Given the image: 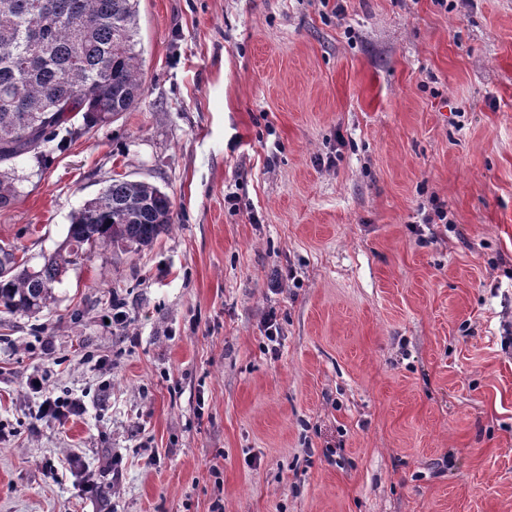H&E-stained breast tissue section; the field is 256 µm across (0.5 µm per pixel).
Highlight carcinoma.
Segmentation results:
<instances>
[{
    "label": "carcinoma",
    "mask_w": 512,
    "mask_h": 512,
    "mask_svg": "<svg viewBox=\"0 0 512 512\" xmlns=\"http://www.w3.org/2000/svg\"><path fill=\"white\" fill-rule=\"evenodd\" d=\"M138 0H0V209L14 204L18 158L54 151L138 103ZM174 223L159 187L114 178L72 216L69 249L31 269L0 247V310L38 313L84 245L152 246Z\"/></svg>",
    "instance_id": "obj_1"
}]
</instances>
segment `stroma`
Wrapping results in <instances>:
<instances>
[{
	"instance_id": "obj_1",
	"label": "stroma",
	"mask_w": 512,
	"mask_h": 512,
	"mask_svg": "<svg viewBox=\"0 0 512 512\" xmlns=\"http://www.w3.org/2000/svg\"><path fill=\"white\" fill-rule=\"evenodd\" d=\"M138 24V104L16 162L0 246L40 266L118 176L175 222L0 312V512H512V0ZM48 394L83 409L38 419Z\"/></svg>"
}]
</instances>
